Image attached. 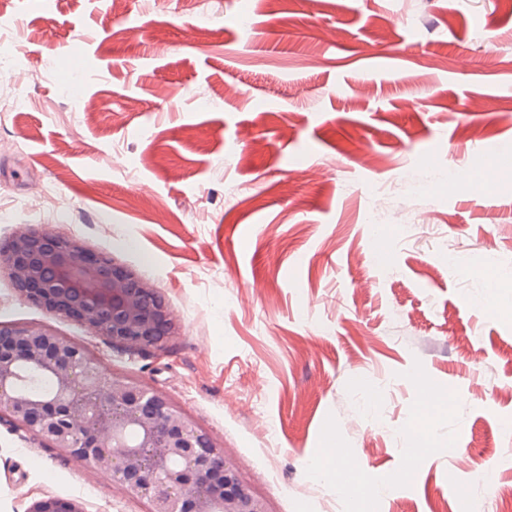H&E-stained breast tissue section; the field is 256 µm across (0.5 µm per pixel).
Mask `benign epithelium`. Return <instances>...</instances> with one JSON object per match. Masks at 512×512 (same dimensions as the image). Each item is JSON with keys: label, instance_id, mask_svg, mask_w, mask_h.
Listing matches in <instances>:
<instances>
[{"label": "benign epithelium", "instance_id": "1", "mask_svg": "<svg viewBox=\"0 0 512 512\" xmlns=\"http://www.w3.org/2000/svg\"><path fill=\"white\" fill-rule=\"evenodd\" d=\"M24 301L131 353L162 351L179 335L165 297L128 266L72 236L22 224L0 245V274ZM52 389L36 394L30 382ZM0 416L146 499L147 512H269L224 449L164 394L106 372L72 339L0 325ZM27 512H85L45 497Z\"/></svg>", "mask_w": 512, "mask_h": 512}]
</instances>
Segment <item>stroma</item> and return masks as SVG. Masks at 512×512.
I'll use <instances>...</instances> for the list:
<instances>
[{"label": "stroma", "instance_id": "obj_1", "mask_svg": "<svg viewBox=\"0 0 512 512\" xmlns=\"http://www.w3.org/2000/svg\"><path fill=\"white\" fill-rule=\"evenodd\" d=\"M0 15L18 45L0 66L18 102L0 113V243L21 224L81 238L158 288L179 334L126 353L4 274L0 324L53 329L167 395L269 512H506L512 0H0ZM488 166L490 185L463 175ZM383 183L400 221L380 236L364 215ZM426 387L455 402L410 460L399 433ZM332 448L360 461L361 496L312 472ZM48 496L146 512L0 420V512Z\"/></svg>", "mask_w": 512, "mask_h": 512}]
</instances>
